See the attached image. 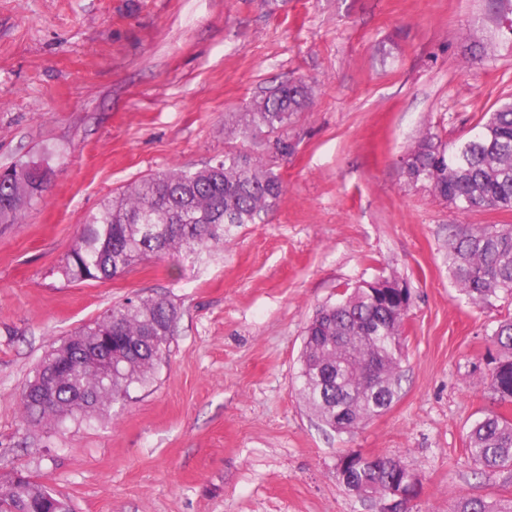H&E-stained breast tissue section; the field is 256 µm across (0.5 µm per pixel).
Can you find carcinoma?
<instances>
[{
  "instance_id": "1",
  "label": "carcinoma",
  "mask_w": 512,
  "mask_h": 512,
  "mask_svg": "<svg viewBox=\"0 0 512 512\" xmlns=\"http://www.w3.org/2000/svg\"><path fill=\"white\" fill-rule=\"evenodd\" d=\"M312 90L302 82L280 81L237 113L230 135L257 145L263 154L286 157L294 151L288 126L305 111ZM412 183H426L462 212L512 211V102L487 111L474 136L442 143L421 135L402 168ZM45 189L34 173L15 165L0 173V224H15ZM284 191L278 173L245 149L192 170L156 172L102 202L82 228L80 242L58 264L69 283L110 280L133 266L172 253L198 257L224 243L233 230L263 220ZM448 270L459 294L479 305L512 297V225L453 227L448 235ZM410 300L408 290L379 300L363 286L334 304L320 307L304 329L299 358V394L331 429L342 433L387 410L400 386L402 318L393 307ZM178 309L156 297L128 298L100 319L74 331L87 348L112 360L106 375L75 355L56 382L54 398L36 394L35 371L20 398L28 422L54 427L125 399L133 385H145L168 351ZM499 356L490 364V389L512 405V315L492 329ZM466 452L486 474L512 473V418L491 411L470 427ZM337 479L345 490L366 486L385 499L391 485L409 488L418 476L399 461L347 453ZM0 512H70L47 486L24 476L0 479ZM450 512H512V500L463 495Z\"/></svg>"
}]
</instances>
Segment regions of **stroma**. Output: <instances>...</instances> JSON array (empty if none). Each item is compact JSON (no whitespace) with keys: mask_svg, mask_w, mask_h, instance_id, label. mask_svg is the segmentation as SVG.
Wrapping results in <instances>:
<instances>
[{"mask_svg":"<svg viewBox=\"0 0 512 512\" xmlns=\"http://www.w3.org/2000/svg\"><path fill=\"white\" fill-rule=\"evenodd\" d=\"M284 80L313 97L293 154L269 161L285 192L261 222L197 259L61 279L104 199L223 157L225 120ZM510 92L491 0H0V170L52 169L19 223L0 224V477L29 476L71 512H376L336 479L357 452L418 475L409 512L512 499V478L466 452L497 406L489 334L512 302L470 304L448 272L449 226L512 212L459 213L400 166L422 133L468 137ZM381 278L411 293L400 389L339 433L297 391L304 327ZM136 296L180 312L150 383L55 430L26 422L19 394L51 348Z\"/></svg>","mask_w":512,"mask_h":512,"instance_id":"obj_1","label":"stroma"}]
</instances>
